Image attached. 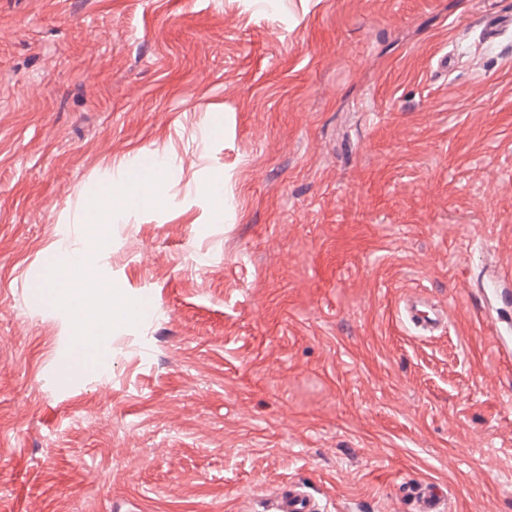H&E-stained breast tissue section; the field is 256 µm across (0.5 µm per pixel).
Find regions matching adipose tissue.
Instances as JSON below:
<instances>
[{"label":"adipose tissue","mask_w":512,"mask_h":512,"mask_svg":"<svg viewBox=\"0 0 512 512\" xmlns=\"http://www.w3.org/2000/svg\"><path fill=\"white\" fill-rule=\"evenodd\" d=\"M100 249L97 240H90L80 249L63 248L62 269L68 273L64 287L49 283L50 293H53L66 308L79 312L87 303L84 287L95 284L102 299H110L111 290L108 284L99 276L95 265V256Z\"/></svg>","instance_id":"obj_1"}]
</instances>
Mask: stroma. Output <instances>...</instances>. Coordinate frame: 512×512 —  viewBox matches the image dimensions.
I'll list each match as a JSON object with an SVG mask.
<instances>
[{
	"label": "stroma",
	"instance_id": "obj_1",
	"mask_svg": "<svg viewBox=\"0 0 512 512\" xmlns=\"http://www.w3.org/2000/svg\"><path fill=\"white\" fill-rule=\"evenodd\" d=\"M512 0H0V512H512ZM158 204L94 225L118 165ZM223 181V205L208 187ZM102 235L94 371L45 294ZM416 295L446 309L421 335ZM73 378L70 391L54 381ZM123 179L137 187L141 194H153L159 191V187L155 183L154 172L148 167H141L139 165L129 166L123 173ZM426 306L430 309L431 314L423 311L420 307ZM401 315L410 323L415 329L420 331L423 334H427L437 325L443 318H446L447 314L441 309L433 308L429 306L424 301L412 298L408 299L402 309ZM301 482H288L271 496L266 512H322L315 498ZM405 490L411 501V512H446V493L440 484L418 482Z\"/></svg>",
	"mask_w": 512,
	"mask_h": 512
}]
</instances>
